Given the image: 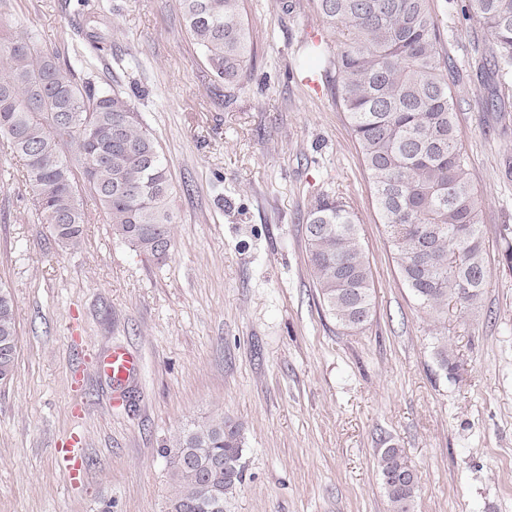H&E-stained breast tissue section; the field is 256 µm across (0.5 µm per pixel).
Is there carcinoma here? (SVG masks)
<instances>
[{"mask_svg":"<svg viewBox=\"0 0 512 512\" xmlns=\"http://www.w3.org/2000/svg\"><path fill=\"white\" fill-rule=\"evenodd\" d=\"M244 0H181L187 31L224 88L241 85L253 60ZM338 33L305 43L304 58L336 71V94L370 173L376 208L406 288L430 315L448 300L471 307L487 286L483 236L471 173L456 140L448 55L429 0H317ZM463 17L487 31L481 68L495 83L487 112L506 111L512 85V0H464ZM0 145L19 159L37 219L59 245L81 244L90 216L82 179L112 236L163 263L173 248L167 165L141 114L119 89L99 90L28 37L0 42ZM307 249L319 297L347 330L371 319L372 272L357 216L337 196L318 197L306 216ZM18 335L12 292L0 283V386L13 379ZM443 371L447 337H434ZM168 468L165 512H230L249 467L242 426L214 412L161 448ZM378 470L390 512H414L418 475L401 448H381Z\"/></svg>","mask_w":512,"mask_h":512,"instance_id":"obj_1","label":"carcinoma"}]
</instances>
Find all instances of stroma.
Listing matches in <instances>:
<instances>
[{"label": "stroma", "mask_w": 512, "mask_h": 512, "mask_svg": "<svg viewBox=\"0 0 512 512\" xmlns=\"http://www.w3.org/2000/svg\"><path fill=\"white\" fill-rule=\"evenodd\" d=\"M244 4L255 59L228 94L179 0H0V37L72 62L94 55L96 86L130 96L165 157L175 215L172 256L157 265L113 239L84 192L93 221L62 248L0 152V283L19 336L0 389V512H163L160 446L217 410L250 448L232 512H389L377 467L389 445L419 477L415 512H512V112L482 109L483 32L462 0H431L487 269L476 306L452 301L436 319L400 278L347 113L319 70L294 72L307 40L332 37L315 0L292 14L282 0ZM322 194L355 210L373 273V316L357 331L315 288L305 216ZM439 327L451 378L432 349ZM115 346L141 362L117 407L97 367ZM73 433L93 460L77 482L54 455Z\"/></svg>", "instance_id": "stroma-1"}]
</instances>
